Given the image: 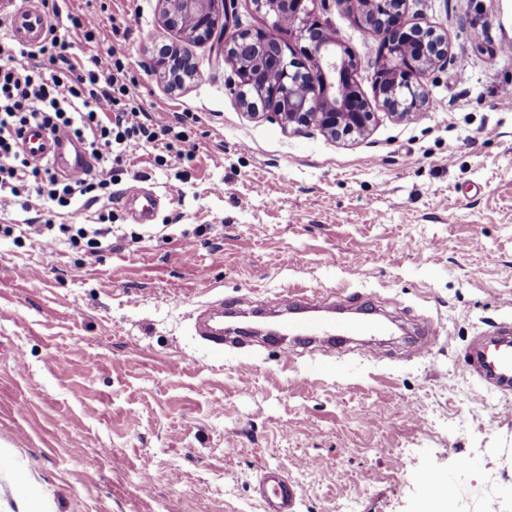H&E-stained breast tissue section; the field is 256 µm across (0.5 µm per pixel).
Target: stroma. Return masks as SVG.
I'll return each mask as SVG.
<instances>
[{"label": "stroma", "mask_w": 512, "mask_h": 512, "mask_svg": "<svg viewBox=\"0 0 512 512\" xmlns=\"http://www.w3.org/2000/svg\"><path fill=\"white\" fill-rule=\"evenodd\" d=\"M127 29L128 73L152 114L187 112L196 158L133 155L108 208L122 238L98 256L0 239V512H263L265 468L296 512H512V393L489 389L470 344L512 325V0H409L446 34L423 112L377 109L365 135L251 116L211 45L167 30L160 0H67ZM373 98L379 43L347 0L321 12ZM199 76L169 91L160 48ZM180 193H173V185ZM158 199L129 214L130 186ZM377 308L385 341L284 360L278 346L214 356L194 317L217 299L275 312L284 296ZM430 326L426 356L409 343ZM471 467L461 468L462 459ZM445 475V487L422 481Z\"/></svg>", "instance_id": "obj_1"}]
</instances>
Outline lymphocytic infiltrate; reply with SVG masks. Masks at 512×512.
Returning a JSON list of instances; mask_svg holds the SVG:
<instances>
[{
  "instance_id": "f902f5d3",
  "label": "lymphocytic infiltrate",
  "mask_w": 512,
  "mask_h": 512,
  "mask_svg": "<svg viewBox=\"0 0 512 512\" xmlns=\"http://www.w3.org/2000/svg\"><path fill=\"white\" fill-rule=\"evenodd\" d=\"M50 36L32 49L0 37V210L30 211L50 200L63 211L62 224H0V237H38L46 245L110 248L114 229L108 215L87 221L86 208L111 199L118 168L146 146L180 143V158L193 160L185 131L163 117L143 112L136 84L128 79L121 52L102 46L95 14H63L59 0L45 5ZM69 129L96 165L83 177H58L48 164L34 165L21 145L24 128Z\"/></svg>"
}]
</instances>
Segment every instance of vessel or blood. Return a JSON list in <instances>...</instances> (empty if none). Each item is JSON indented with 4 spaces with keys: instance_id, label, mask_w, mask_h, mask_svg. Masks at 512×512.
Wrapping results in <instances>:
<instances>
[{
    "instance_id": "vessel-or-blood-1",
    "label": "vessel or blood",
    "mask_w": 512,
    "mask_h": 512,
    "mask_svg": "<svg viewBox=\"0 0 512 512\" xmlns=\"http://www.w3.org/2000/svg\"><path fill=\"white\" fill-rule=\"evenodd\" d=\"M0 16L9 24L12 37L28 46L40 44L48 33L45 14L32 6L21 11L10 10L6 0H0ZM21 146L29 160L49 161L58 176L82 174L93 164L83 145L65 131L50 132L35 125L22 134ZM288 316L282 327L284 333L275 342L283 357H291L298 350L323 349L332 351L346 343H363L387 335L385 322L373 314L355 317L336 315L327 304H311L300 295H288L284 301ZM224 304L206 303L200 313L199 330L215 355H223L227 341L224 337ZM467 362L478 377L492 389L512 392V328L503 327L498 336L477 339L467 354ZM264 502V512H295L296 495L282 473L266 469L258 485Z\"/></svg>"
}]
</instances>
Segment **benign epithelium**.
Segmentation results:
<instances>
[{
	"mask_svg": "<svg viewBox=\"0 0 512 512\" xmlns=\"http://www.w3.org/2000/svg\"><path fill=\"white\" fill-rule=\"evenodd\" d=\"M163 2L168 28L209 42L224 55L235 76L234 92L249 106L271 108V116L285 127L314 126L335 138L368 130L375 113L356 90L359 62L316 19L326 0H252L256 11L270 17L265 27L255 30L240 28L231 0ZM405 3L355 0L353 10L356 22L379 40L375 99L388 113L406 120L424 109L427 92L421 78L448 57V40L412 21ZM283 25L298 29L307 45L295 50L269 35L271 28ZM299 53L316 61L315 70L303 71ZM155 72L174 89L198 75L190 55L172 50L159 54Z\"/></svg>",
	"mask_w": 512,
	"mask_h": 512,
	"instance_id": "obj_1",
	"label": "benign epithelium"
}]
</instances>
